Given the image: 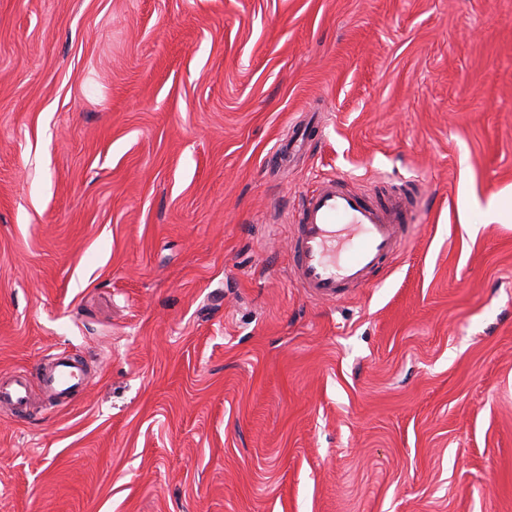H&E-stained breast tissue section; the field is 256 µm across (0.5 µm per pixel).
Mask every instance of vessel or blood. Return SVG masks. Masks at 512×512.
<instances>
[{
	"mask_svg": "<svg viewBox=\"0 0 512 512\" xmlns=\"http://www.w3.org/2000/svg\"><path fill=\"white\" fill-rule=\"evenodd\" d=\"M318 124L307 121L291 130L268 158L281 168L304 141L317 137ZM420 195L398 193L377 196L348 186L344 177L320 182L298 201L291 229L289 265L298 286L311 299L334 300L350 289L368 287L372 277L401 254L409 230L420 214ZM37 375L45 387L61 396L75 395L81 375L70 358L54 357ZM29 382L25 374L0 384V405L21 413L27 407Z\"/></svg>",
	"mask_w": 512,
	"mask_h": 512,
	"instance_id": "b4317fda",
	"label": "vessel or blood"
}]
</instances>
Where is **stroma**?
Masks as SVG:
<instances>
[{"label": "stroma", "instance_id": "stroma-1", "mask_svg": "<svg viewBox=\"0 0 512 512\" xmlns=\"http://www.w3.org/2000/svg\"><path fill=\"white\" fill-rule=\"evenodd\" d=\"M325 136L287 170L292 126ZM417 179L376 286L292 210ZM512 0H0V512H512ZM321 125L316 124L312 121V118L307 121L306 125L301 129L295 130V127L291 131L288 132V143H280L273 150L271 155L268 158V163L273 169H280L286 158H290L294 151L300 147L306 140L313 139L319 135ZM36 372L47 389L61 396L75 395L82 383L80 370L64 355L54 357L49 368L39 366ZM29 382L23 373L15 374L9 382L0 384V405L21 414L27 407Z\"/></svg>", "mask_w": 512, "mask_h": 512}]
</instances>
